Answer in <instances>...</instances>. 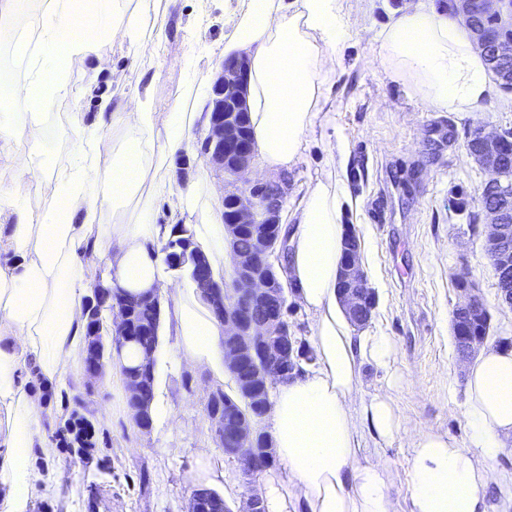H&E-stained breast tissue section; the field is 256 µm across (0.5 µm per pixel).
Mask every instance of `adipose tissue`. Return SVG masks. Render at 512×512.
I'll return each mask as SVG.
<instances>
[{
	"mask_svg": "<svg viewBox=\"0 0 512 512\" xmlns=\"http://www.w3.org/2000/svg\"><path fill=\"white\" fill-rule=\"evenodd\" d=\"M72 4L46 0L33 15L30 0H0V40L13 41L32 66L25 83L0 73V104L8 106L0 115V161L18 177L0 184V216L12 219L7 247L14 257L12 265L0 266V512H26L41 479L33 451L52 452L38 414L42 396L20 386L17 375L30 359L41 381L52 385L80 363L82 314L94 287L87 254L108 251L110 285L134 297L162 295L169 281L153 246L200 206L186 192L170 224H156L150 200L167 187L154 181L152 170L190 136L207 134V113L177 106L162 116L150 96L138 94L106 122L77 124V160L59 180L53 204L38 213L24 205L19 183L34 173L45 102L71 94L65 60L97 54L107 39L138 59L155 41L146 21L158 0H138L131 13L123 0H92L96 20L84 28L73 24ZM23 14L30 21L20 37L15 21ZM232 27L224 54L249 62L253 150L264 170L290 169L308 136L331 124L322 103L353 23L341 0H250L248 14ZM368 63L391 82L411 84L431 112H477L497 95L462 16L440 0H403L375 28ZM113 131L122 135L115 149L109 146ZM349 204L338 173L329 172L282 227L283 276L314 319V365L278 383L271 401V443L286 477L273 484L266 473L257 475L269 487V512H397L391 469L361 455L368 441L388 442L403 430L412 452L409 512H486V490L500 480L491 463L512 438V348L484 349L468 371L467 443L440 431L406 430L389 393L364 398L362 366H390L395 349L385 334L355 333L339 302L342 215ZM106 207L131 215L105 224ZM177 294L169 322L182 358L223 371V324L197 288Z\"/></svg>",
	"mask_w": 512,
	"mask_h": 512,
	"instance_id": "adipose-tissue-1",
	"label": "adipose tissue"
}]
</instances>
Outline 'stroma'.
Wrapping results in <instances>:
<instances>
[{"mask_svg": "<svg viewBox=\"0 0 512 512\" xmlns=\"http://www.w3.org/2000/svg\"><path fill=\"white\" fill-rule=\"evenodd\" d=\"M397 2L342 0L354 27L324 106L346 148L342 177L356 202L344 222L360 239L361 264L377 297L368 328L390 336L396 349L391 369L363 366L362 389L368 396L390 391L404 422L463 442L470 363L460 359L451 329L460 300L456 274L469 272L487 304L488 344L512 348V308L497 301V277L485 250L488 228L485 221L469 220L491 174L468 155L466 145L475 131L512 129V93L498 91L475 114L430 112L408 88L368 66L371 42L362 22L384 23L387 8ZM248 5L249 0H175L156 12L160 43L148 56L142 79L156 111L176 104L202 111L224 60L229 20L242 16ZM132 67L117 42L105 43L99 57L70 61L72 95L47 105L44 149L33 178L20 183L30 210L40 211L54 199L75 141L73 113L88 123L100 120L103 102L114 104L133 93ZM323 137L320 131L311 134L291 169L273 174L252 162L259 181L282 183L285 209L297 207L307 187L330 170L331 147ZM181 154L189 160L184 171L165 166L154 173L155 181L170 189L152 202L156 223H168L173 197L191 188L202 204L185 223H222L223 199L208 194L209 187H223L222 170L199 153L196 139L186 141ZM230 388V380L182 361L174 335L160 330L151 428L135 426L120 372L112 370L80 409L97 429L92 461L61 448L49 460L35 454L32 464L42 480L27 512H87L84 488L92 483L99 488L100 512H188L204 458L218 476L214 491L228 503L239 502L238 490L251 475L218 447L206 417L211 393ZM375 454L395 475L390 494L398 512H407L412 487L407 436L398 434Z\"/></svg>", "mask_w": 512, "mask_h": 512, "instance_id": "obj_1", "label": "stroma"}]
</instances>
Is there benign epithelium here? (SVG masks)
<instances>
[{
    "mask_svg": "<svg viewBox=\"0 0 512 512\" xmlns=\"http://www.w3.org/2000/svg\"><path fill=\"white\" fill-rule=\"evenodd\" d=\"M462 16L468 20L478 49L488 62L504 89L512 91V38L489 40L477 21L483 17H503L512 13V0H458ZM247 63L243 59L224 61L222 72L212 87L213 108L210 129L201 150L224 169L234 191L228 193L232 208L225 228L230 240L232 281L238 285L229 295L214 280L205 255L182 245L179 255L169 258L175 269L191 270V280L213 305L224 323V371L245 399L253 393V381L261 382L264 390L270 383L281 381L293 373V336L284 315V297L288 283L278 275L282 267L285 241L280 236V214L285 193L278 183H252L246 178L252 158V147L229 136V130L243 121L246 106ZM512 136L504 133L478 132L477 152L483 166L492 173L478 193V205L489 220L490 231L486 253L494 266L499 284L498 299L512 306V163L504 159L505 145ZM263 227L266 232L256 235L261 254L240 249L237 240L248 231ZM342 288L340 302L350 320L359 326L367 324L376 306V297L360 264V243L355 233L344 239V257L339 274ZM461 299L453 316L454 335L460 357L467 359L485 337L473 336L465 330L464 320L477 310H487L483 299L475 293L469 273L456 277ZM128 315L120 307H111L106 316L96 314L85 347L82 372L87 391H93L112 365V352L106 350L105 338L120 339V345L137 344L139 337L127 331ZM153 362L148 355L138 366L124 368L127 405L136 426L147 429L151 421L153 396L145 390L144 374ZM207 417L219 445L230 446L239 457L251 458L262 450L271 452L270 443L257 448L260 431L255 419L239 411L237 401L224 398V407L207 409ZM219 503L215 512H230L224 499L208 489L193 493L188 512H210L209 503Z\"/></svg>",
    "mask_w": 512,
    "mask_h": 512,
    "instance_id": "obj_1",
    "label": "benign epithelium"
}]
</instances>
